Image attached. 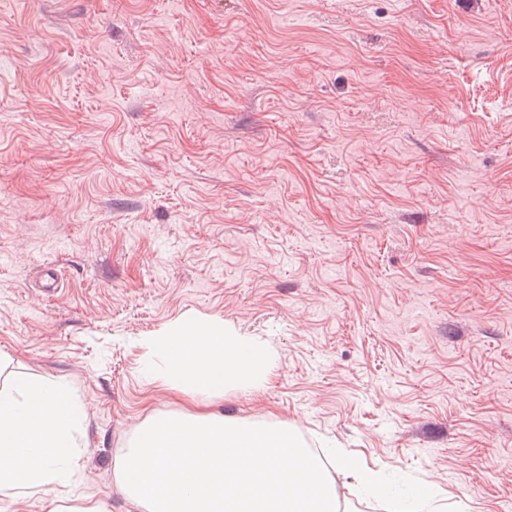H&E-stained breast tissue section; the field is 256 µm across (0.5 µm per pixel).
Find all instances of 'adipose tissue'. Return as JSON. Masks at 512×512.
<instances>
[{
	"mask_svg": "<svg viewBox=\"0 0 512 512\" xmlns=\"http://www.w3.org/2000/svg\"><path fill=\"white\" fill-rule=\"evenodd\" d=\"M143 377L179 392L187 408L134 431L114 478L136 512H339L336 481L391 512H427L438 492L397 487L339 448L314 452L292 428L224 416L227 395L264 390L278 354L220 318L193 317L144 337ZM84 406L64 383L12 377L0 386V492H53L78 477Z\"/></svg>",
	"mask_w": 512,
	"mask_h": 512,
	"instance_id": "adipose-tissue-1",
	"label": "adipose tissue"
}]
</instances>
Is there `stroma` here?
I'll list each match as a JSON object with an SVG mask.
<instances>
[{
    "mask_svg": "<svg viewBox=\"0 0 512 512\" xmlns=\"http://www.w3.org/2000/svg\"><path fill=\"white\" fill-rule=\"evenodd\" d=\"M191 317L279 352L226 415L512 512V0H0V353L86 405L0 512H133L184 408L141 340Z\"/></svg>",
    "mask_w": 512,
    "mask_h": 512,
    "instance_id": "obj_1",
    "label": "stroma"
}]
</instances>
